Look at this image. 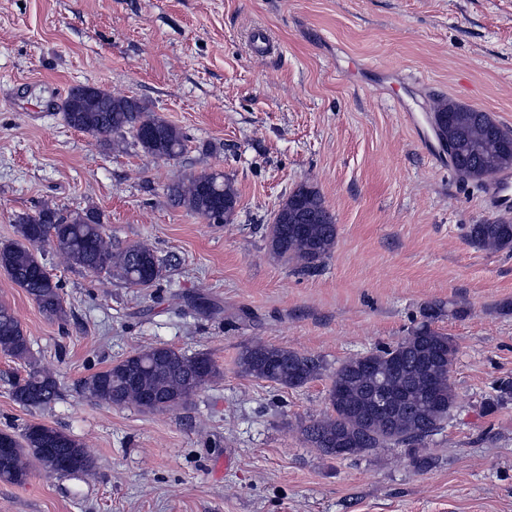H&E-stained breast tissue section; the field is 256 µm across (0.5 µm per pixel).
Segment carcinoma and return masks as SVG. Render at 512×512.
<instances>
[{
	"mask_svg": "<svg viewBox=\"0 0 512 512\" xmlns=\"http://www.w3.org/2000/svg\"><path fill=\"white\" fill-rule=\"evenodd\" d=\"M68 124L74 129L123 144V133H135L137 144L150 155L173 158L185 149L186 137L168 122L155 117L136 98L114 95L99 87L85 94L74 88L64 102ZM440 136L456 147L452 164L464 179L484 183L491 175L512 170V130L489 112L444 101L437 109ZM177 206L212 224H226V206L237 203V193L224 173L195 176L169 187ZM279 219L267 237L271 253L300 271L316 269L336 245L337 226L320 193L307 183L298 185L282 204ZM17 239L0 244V270L24 289L49 320L65 318L59 285L47 272L38 253L44 243L53 246L66 263L83 271L104 274L131 286L149 288L159 280L160 260L147 244L124 249L112 247L99 216L92 211L63 215L45 204L33 213L15 219ZM466 240L479 249L512 251V222L486 219L471 224ZM460 314L443 301L427 303L407 336L395 345L342 361L330 376L328 412L311 419L300 429L303 442L329 457L347 448L359 455L377 448L405 447L413 463L423 466L418 445L444 428L456 402L450 382V367L459 352L454 337L433 324L444 313ZM0 352L26 362L30 340L15 313L0 304ZM240 374L283 387L300 388L319 378L321 360L294 349L252 342L241 348ZM218 371L205 354L188 355L169 346L142 349L104 370L85 377L82 392L95 402L132 405L142 411H162L174 399L191 400ZM59 394L55 378L31 368L15 380L13 399L26 408L51 403ZM512 399V380L496 384V395L486 401L484 413H495ZM0 480L24 483L30 475L29 461L56 473L52 460H70L76 474L88 476L94 461L73 436L42 423L26 425L23 432H0Z\"/></svg>",
	"mask_w": 512,
	"mask_h": 512,
	"instance_id": "carcinoma-1",
	"label": "carcinoma"
}]
</instances>
